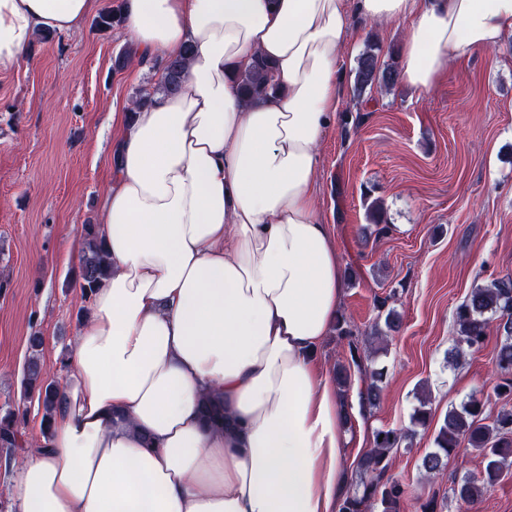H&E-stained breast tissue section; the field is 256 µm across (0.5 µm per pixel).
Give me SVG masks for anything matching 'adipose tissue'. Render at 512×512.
<instances>
[{
  "label": "adipose tissue",
  "mask_w": 512,
  "mask_h": 512,
  "mask_svg": "<svg viewBox=\"0 0 512 512\" xmlns=\"http://www.w3.org/2000/svg\"><path fill=\"white\" fill-rule=\"evenodd\" d=\"M95 7L0 0V70ZM125 16L136 56L192 53L180 92L111 115V273L50 441L15 467L18 512H336L346 421L315 355L345 279L312 196L339 58L359 23L408 22L398 81L431 92L512 31V0H126ZM257 52L277 91L248 104L233 73Z\"/></svg>",
  "instance_id": "adipose-tissue-1"
}]
</instances>
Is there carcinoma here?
Returning a JSON list of instances; mask_svg holds the SVG:
<instances>
[{"mask_svg": "<svg viewBox=\"0 0 512 512\" xmlns=\"http://www.w3.org/2000/svg\"><path fill=\"white\" fill-rule=\"evenodd\" d=\"M191 54L187 46L182 53L168 58L164 63L163 77L159 91L173 94L182 89L184 71ZM272 66L261 56L252 64L234 74L238 89L251 102L266 97L272 90ZM398 69L395 64L380 62L373 49L363 52L358 58L354 76V92L361 94L374 86L391 89L397 84ZM85 250L80 258L76 279L85 302H90L95 290L110 274L106 260L103 239L99 225H83ZM388 298L375 301L378 311L375 322L369 331L360 337L356 334L346 316L336 320V337L348 341L351 360L356 364L362 387L359 390V406L365 411L376 407L381 399L386 370L374 359H363L358 355L359 344H373L386 337L385 331H397L400 317L388 307ZM496 316L497 332L503 336L496 353V365L500 382L494 387L499 397H512V278H500L486 286L472 289L455 312L456 343L448 352V357L458 358L460 346L476 351L481 349L488 337L489 318ZM42 336L33 333L28 338L30 355L24 374V394L36 399L43 409L42 435L49 441L52 433L54 411L59 399L60 383L50 380L40 357ZM429 400L420 399V405L412 416V428L405 431L393 428H377L372 433L371 448L359 463L361 479L351 485L343 496L339 512H403L408 491L404 484L388 476L393 454L403 443H411L416 428H428L432 423ZM485 402L477 397L470 398L460 407L448 409L443 423L435 429L434 448L421 460L424 472L435 478L442 474L448 459L462 450L472 448L484 459L481 481L464 479L453 488L458 512H474L484 489L498 480L502 468L512 462V408H502L492 422L485 423ZM19 414L7 411L0 415V449L5 453L6 463H11L15 450L21 447L18 437Z\"/></svg>", "mask_w": 512, "mask_h": 512, "instance_id": "obj_1", "label": "carcinoma"}]
</instances>
